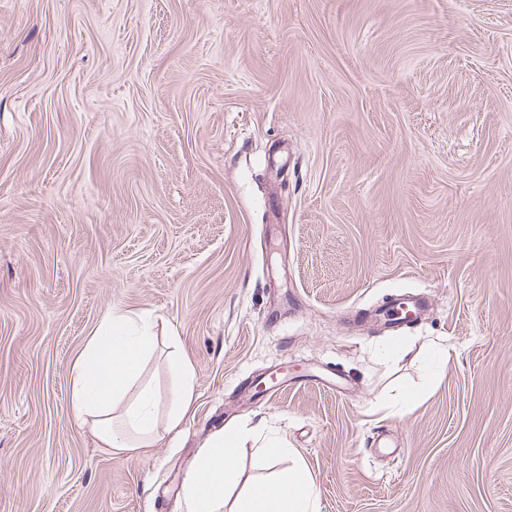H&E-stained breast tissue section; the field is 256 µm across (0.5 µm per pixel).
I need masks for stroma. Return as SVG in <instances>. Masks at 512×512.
<instances>
[{
    "label": "stroma",
    "instance_id": "stroma-1",
    "mask_svg": "<svg viewBox=\"0 0 512 512\" xmlns=\"http://www.w3.org/2000/svg\"><path fill=\"white\" fill-rule=\"evenodd\" d=\"M114 310L197 373L143 456L70 404ZM432 343L427 397L378 409ZM280 364L351 390L237 389ZM235 425L320 512H512V0H0V512H187ZM175 351L169 357L170 370L178 380L176 398L168 412L167 431L177 427L195 400V368L181 349L176 336H171Z\"/></svg>",
    "mask_w": 512,
    "mask_h": 512
}]
</instances>
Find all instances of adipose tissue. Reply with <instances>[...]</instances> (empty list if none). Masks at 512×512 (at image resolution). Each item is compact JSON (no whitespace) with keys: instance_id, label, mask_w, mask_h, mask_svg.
I'll return each instance as SVG.
<instances>
[{"instance_id":"1","label":"adipose tissue","mask_w":512,"mask_h":512,"mask_svg":"<svg viewBox=\"0 0 512 512\" xmlns=\"http://www.w3.org/2000/svg\"><path fill=\"white\" fill-rule=\"evenodd\" d=\"M156 341L145 314L113 311L92 331L73 364V411L88 424L98 447L110 453L143 454L160 437L158 394L143 376ZM168 363L178 380L167 420L172 429L195 399V368L179 348ZM251 439L262 458L274 462L289 457L292 466L274 480L240 486L239 454ZM294 454L284 437H265L254 427L215 432L182 488L188 512H319L315 480Z\"/></svg>"}]
</instances>
